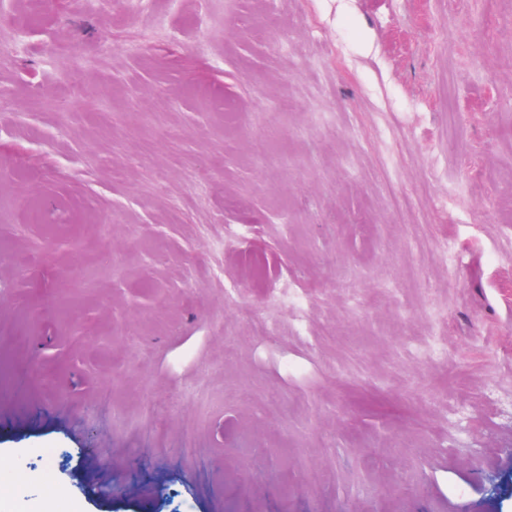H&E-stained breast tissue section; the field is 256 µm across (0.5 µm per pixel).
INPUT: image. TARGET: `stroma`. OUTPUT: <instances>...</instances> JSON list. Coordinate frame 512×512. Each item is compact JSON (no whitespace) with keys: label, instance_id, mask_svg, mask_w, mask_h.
Wrapping results in <instances>:
<instances>
[{"label":"stroma","instance_id":"35a3bbf8","mask_svg":"<svg viewBox=\"0 0 512 512\" xmlns=\"http://www.w3.org/2000/svg\"><path fill=\"white\" fill-rule=\"evenodd\" d=\"M0 462L512 512V0H0Z\"/></svg>","mask_w":512,"mask_h":512}]
</instances>
